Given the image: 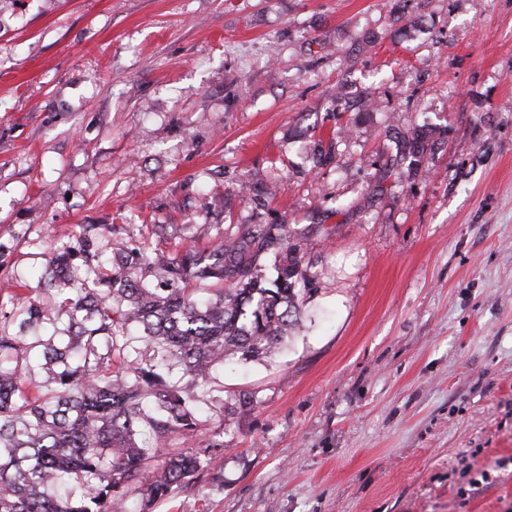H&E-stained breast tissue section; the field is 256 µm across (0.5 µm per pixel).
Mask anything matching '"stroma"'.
I'll return each mask as SVG.
<instances>
[{
	"label": "stroma",
	"instance_id": "1",
	"mask_svg": "<svg viewBox=\"0 0 512 512\" xmlns=\"http://www.w3.org/2000/svg\"><path fill=\"white\" fill-rule=\"evenodd\" d=\"M257 168L285 177L260 212ZM280 216L298 329L198 388L209 465L126 512H512V0H0V292L83 224ZM426 130L424 127L414 128L412 132L403 136L402 145L398 142L396 145V157L393 160L392 167L394 166V161L397 160V157L402 156L403 160L406 159V150L408 153L414 157L413 160L409 162L408 169H406V173L408 177L414 174V170L412 166L415 164H419L421 162V157L423 156L425 150L427 149V145L429 140L426 137ZM402 150V151H401Z\"/></svg>",
	"mask_w": 512,
	"mask_h": 512
}]
</instances>
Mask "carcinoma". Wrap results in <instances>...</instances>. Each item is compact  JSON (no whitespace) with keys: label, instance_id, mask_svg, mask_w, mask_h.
Returning a JSON list of instances; mask_svg holds the SVG:
<instances>
[{"label":"carcinoma","instance_id":"1","mask_svg":"<svg viewBox=\"0 0 512 512\" xmlns=\"http://www.w3.org/2000/svg\"><path fill=\"white\" fill-rule=\"evenodd\" d=\"M428 143L420 127L397 145L407 175ZM280 188L262 170L238 197L257 210ZM152 234L194 243L131 247L83 225L50 247L37 294L0 300V512H124L134 492L148 503L188 486L207 461L170 444L197 439L195 387L230 357L271 356L298 325L312 289L284 217Z\"/></svg>","mask_w":512,"mask_h":512}]
</instances>
